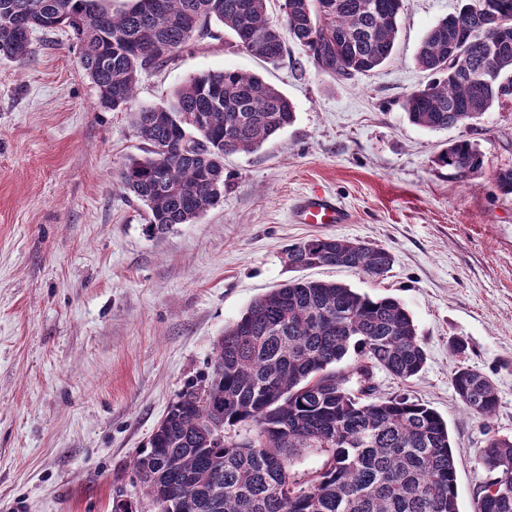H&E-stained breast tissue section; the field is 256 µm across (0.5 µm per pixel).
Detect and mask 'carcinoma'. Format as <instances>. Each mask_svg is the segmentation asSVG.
<instances>
[{
  "label": "carcinoma",
  "instance_id": "obj_1",
  "mask_svg": "<svg viewBox=\"0 0 512 512\" xmlns=\"http://www.w3.org/2000/svg\"><path fill=\"white\" fill-rule=\"evenodd\" d=\"M402 0H284L285 27L266 0H0V56L18 63L37 30L68 28L98 104L129 111L144 156L128 159L122 189L149 210L148 230L165 234L193 224L224 194V157L252 152L296 120L293 104L259 77L207 71L178 87L168 103L133 108L140 77L196 41L215 37L218 22L236 46L279 62L285 38L331 76L351 78L382 65L394 48ZM508 20L497 43L478 39V19ZM457 45V56L450 47ZM494 72L478 76L487 57ZM418 65L437 76L411 93L413 124L434 131L468 125L512 95V0H465L422 40ZM205 121L195 124L197 113ZM464 179L485 167L468 140L434 159ZM512 195V167L495 173ZM296 271L333 266L372 278L393 264L383 247L315 237L284 249ZM351 356L350 371L336 363ZM426 362L413 318L393 297L294 279L255 299L215 344L210 371L189 385L157 424L134 461L152 512H460L448 425L433 409L399 394L374 396L373 370L401 381ZM451 382L466 410L489 419L498 397L492 380L469 368ZM248 429L246 436L238 430ZM305 450L321 467L293 471ZM489 479L475 512H512V438L478 450Z\"/></svg>",
  "mask_w": 512,
  "mask_h": 512
}]
</instances>
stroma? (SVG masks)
I'll return each mask as SVG.
<instances>
[{
    "label": "stroma",
    "instance_id": "1",
    "mask_svg": "<svg viewBox=\"0 0 512 512\" xmlns=\"http://www.w3.org/2000/svg\"><path fill=\"white\" fill-rule=\"evenodd\" d=\"M462 0H403L390 59L351 78L319 72L296 44L271 65L214 26L161 69L136 102L158 106L189 77L233 69L293 102L294 124L224 159V195L196 223L147 232V208L120 187L141 155L130 113L104 110L71 31L35 32L25 64L0 57V512H111L123 494L150 501L133 461L214 345L257 297L296 278L288 244L337 236L386 248L382 279L350 268L305 278L393 296L413 317L426 362L403 382L378 369L380 397L404 394L448 423L460 512L487 474L477 451L512 437V196L494 174L512 167V98L470 125L412 124L407 96L431 80L415 60L429 29ZM485 155L466 179L436 166L452 141ZM312 190L333 195L347 224H299ZM460 339L463 354L448 345ZM490 376L492 418L467 411L459 365Z\"/></svg>",
    "mask_w": 512,
    "mask_h": 512
}]
</instances>
